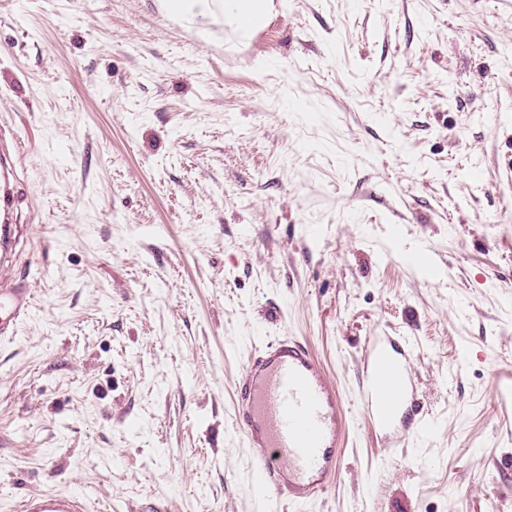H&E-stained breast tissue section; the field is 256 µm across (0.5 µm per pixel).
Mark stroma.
I'll use <instances>...</instances> for the list:
<instances>
[{
  "label": "stroma",
  "mask_w": 512,
  "mask_h": 512,
  "mask_svg": "<svg viewBox=\"0 0 512 512\" xmlns=\"http://www.w3.org/2000/svg\"><path fill=\"white\" fill-rule=\"evenodd\" d=\"M512 0H272L239 40L160 0H0L25 141L0 342V512H512ZM305 342L348 429L332 487L261 509L234 388ZM413 352L423 435L375 433L366 342ZM32 304L31 289L25 279L0 280V339L11 337ZM20 512H87V502L79 494L34 493L19 502Z\"/></svg>",
  "instance_id": "35a3bbf8"
}]
</instances>
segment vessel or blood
Listing matches in <instances>:
<instances>
[{
  "label": "vessel or blood",
  "instance_id": "obj_1",
  "mask_svg": "<svg viewBox=\"0 0 512 512\" xmlns=\"http://www.w3.org/2000/svg\"><path fill=\"white\" fill-rule=\"evenodd\" d=\"M21 142L0 138V251L12 252L15 231L8 215L9 192L18 178ZM32 294L21 278L0 280V339L11 337L28 313ZM372 373L359 402L373 426L407 442L424 419L409 421L413 403L410 360L403 347L376 341L369 348ZM237 429L248 448L249 474L268 502L292 504L317 499L341 465L339 437L345 429L341 400L304 343L283 337L250 357L236 386ZM19 512H88L79 494L34 493Z\"/></svg>",
  "mask_w": 512,
  "mask_h": 512
}]
</instances>
